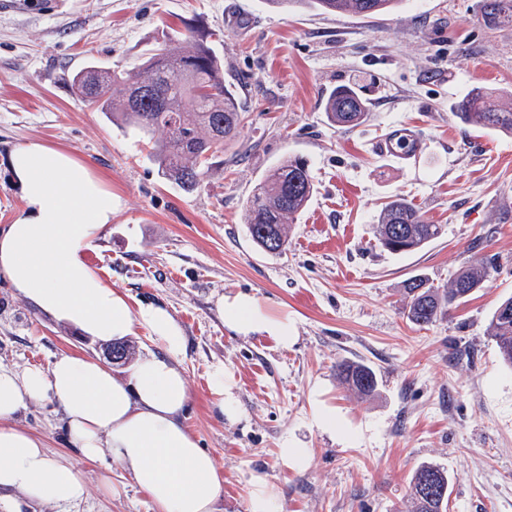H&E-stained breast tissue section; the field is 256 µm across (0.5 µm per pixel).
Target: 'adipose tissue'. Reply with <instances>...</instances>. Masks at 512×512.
I'll return each mask as SVG.
<instances>
[{"label": "adipose tissue", "instance_id": "ef3b65f1", "mask_svg": "<svg viewBox=\"0 0 512 512\" xmlns=\"http://www.w3.org/2000/svg\"><path fill=\"white\" fill-rule=\"evenodd\" d=\"M5 164L23 205L0 229V273L35 307L109 342L147 326L161 344L119 378L76 354L49 371L0 365V490L7 507L24 501L80 502L85 486L67 459H51L43 441L17 426L15 416L35 400H54L71 444L88 459L109 458L146 493L155 512H217L222 481L214 457L186 427L189 392L180 356L181 330L163 308L131 310L83 259L112 221V188L69 150L30 141ZM233 331L265 333L288 344V322L267 316L257 299L227 296L219 304Z\"/></svg>", "mask_w": 512, "mask_h": 512}]
</instances>
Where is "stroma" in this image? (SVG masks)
<instances>
[{
	"instance_id": "stroma-1",
	"label": "stroma",
	"mask_w": 512,
	"mask_h": 512,
	"mask_svg": "<svg viewBox=\"0 0 512 512\" xmlns=\"http://www.w3.org/2000/svg\"><path fill=\"white\" fill-rule=\"evenodd\" d=\"M209 32L224 76L241 83L245 124L202 186L167 181L151 146L71 85L88 63L132 68L189 27ZM356 86L369 104L354 128L328 124L323 100ZM475 87L512 99V26H485L480 0H403L373 17L274 8L266 0H17L0 7V227L22 200L4 160L42 141L105 176L117 202L84 260L131 309H166L180 327L188 429L214 457L220 512H248L250 480L277 491L281 512H403L413 470L433 462L453 478L448 512H512V367L487 336L512 296V135L473 128L457 103ZM417 128L422 149L397 167L375 144L389 128ZM307 161L315 191L288 248L253 244L244 211L284 159ZM401 196L440 238L395 255L373 234L384 203ZM496 265L449 316L419 327L402 314V285L442 286L473 262ZM239 292L287 319L292 340L229 329L218 303ZM103 342L39 311L0 274V365L49 370L60 355L101 359ZM379 377L360 400L336 378L340 360ZM223 371L235 419L214 405ZM331 414L335 429L320 417ZM17 421L66 458L86 486L70 512H153L110 460L69 447L56 403ZM303 448L284 465L282 445Z\"/></svg>"
}]
</instances>
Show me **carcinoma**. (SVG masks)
I'll list each match as a JSON object with an SVG mask.
<instances>
[{
  "label": "carcinoma",
  "instance_id": "obj_1",
  "mask_svg": "<svg viewBox=\"0 0 512 512\" xmlns=\"http://www.w3.org/2000/svg\"><path fill=\"white\" fill-rule=\"evenodd\" d=\"M273 7L310 6L325 13L363 17L394 10L402 0H266ZM481 12L490 28L512 25V0H481ZM72 84L101 112H112L153 141L154 161L168 181L192 191L200 187L212 160L234 140L242 118L235 84L224 79L221 59L207 42L189 30L184 39L171 40L144 58L132 70L105 68L95 63L76 73ZM147 89L150 96L139 92ZM368 102L349 85L331 90L324 103L330 125L356 127L364 121ZM457 115L470 126L512 134V108L481 88L472 89L457 104ZM315 186L305 160L288 158L259 182L245 208V223L256 248L280 255L288 248L293 223L310 201ZM442 234V227L424 221L416 207L396 197L381 209L375 224L376 241L393 254L423 249ZM494 266L478 261L454 273L445 286L426 276L409 278L405 285L404 315L414 325L426 326L450 314L491 275ZM487 336L503 362L512 366V297L494 310ZM340 383L360 399L373 397L379 379L370 366L356 361L336 364ZM448 471L423 463L412 473L407 512H447Z\"/></svg>",
  "mask_w": 512,
  "mask_h": 512
}]
</instances>
